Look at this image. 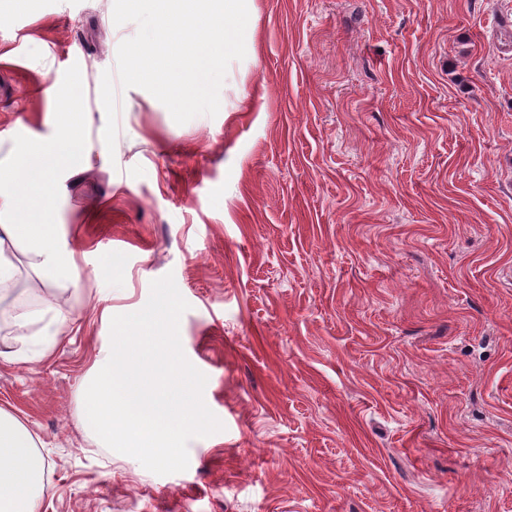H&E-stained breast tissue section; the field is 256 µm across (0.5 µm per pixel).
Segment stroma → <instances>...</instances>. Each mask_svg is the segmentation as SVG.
Here are the masks:
<instances>
[{
    "label": "stroma",
    "mask_w": 512,
    "mask_h": 512,
    "mask_svg": "<svg viewBox=\"0 0 512 512\" xmlns=\"http://www.w3.org/2000/svg\"><path fill=\"white\" fill-rule=\"evenodd\" d=\"M113 6L0 0V160L93 100L45 217L81 283L0 300L38 316L0 335V409L49 464L39 512H512V0H255L218 114L117 89L110 151L101 78L138 31ZM168 274L224 429L157 475L82 405Z\"/></svg>",
    "instance_id": "35a3bbf8"
}]
</instances>
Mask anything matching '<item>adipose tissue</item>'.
Instances as JSON below:
<instances>
[{"mask_svg":"<svg viewBox=\"0 0 512 512\" xmlns=\"http://www.w3.org/2000/svg\"><path fill=\"white\" fill-rule=\"evenodd\" d=\"M83 112L80 94H70L51 139L20 147L7 163H0V184L9 188L0 195V208L22 216L19 222L0 224L1 285L14 278L16 266L10 255L14 248L32 256L43 278L79 282L74 251L61 248L58 225L41 223L39 217L55 206L57 175L74 170L92 149L79 126ZM45 471L31 432L0 409V512H37L46 492Z\"/></svg>","mask_w":512,"mask_h":512,"instance_id":"ef3b65f1","label":"adipose tissue"}]
</instances>
